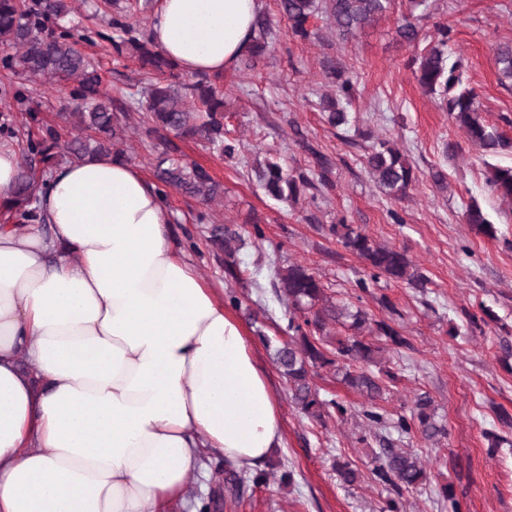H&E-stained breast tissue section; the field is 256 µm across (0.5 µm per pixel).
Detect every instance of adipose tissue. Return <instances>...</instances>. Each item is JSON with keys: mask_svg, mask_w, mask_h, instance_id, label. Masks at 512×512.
Here are the masks:
<instances>
[{"mask_svg": "<svg viewBox=\"0 0 512 512\" xmlns=\"http://www.w3.org/2000/svg\"><path fill=\"white\" fill-rule=\"evenodd\" d=\"M261 7L159 0L149 35L183 73H221ZM39 207L0 228V512H167L211 454L252 472L282 447L255 343L135 165L57 168Z\"/></svg>", "mask_w": 512, "mask_h": 512, "instance_id": "obj_1", "label": "adipose tissue"}]
</instances>
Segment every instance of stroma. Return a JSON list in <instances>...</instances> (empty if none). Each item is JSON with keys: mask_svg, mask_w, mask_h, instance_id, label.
I'll return each mask as SVG.
<instances>
[{"mask_svg": "<svg viewBox=\"0 0 512 512\" xmlns=\"http://www.w3.org/2000/svg\"><path fill=\"white\" fill-rule=\"evenodd\" d=\"M430 19L416 45L399 42L395 30L406 11L396 0L382 18L355 38H338L326 18L310 22L318 39L301 43L288 36V22L276 0H263V11L275 32L268 53L253 67L236 64L214 77L224 93L225 128L241 142L232 160L201 142L181 148L224 185V204L216 208L219 223L251 232L256 217L264 232L239 255L241 267L258 272L257 285L239 289L242 307L236 315L262 311L263 331L289 338L288 311L273 292L268 268L274 261L307 266L328 295L385 321L408 340L398 348L372 336L381 347L382 368L397 379L376 402L394 419L409 414L417 395L426 393L448 429L439 443L420 434L403 446L427 469V480L402 499L404 512H448L443 486H451L461 512H512V203L487 183L491 166L512 164V155L491 153L470 144L432 98L421 90L409 62L423 53L434 27L452 29L449 50L461 58L466 77L479 94L482 115L512 138V80L499 76L496 48L512 41V0H432ZM102 75L114 98L137 106L141 70L137 61H114L100 55ZM340 65L355 83L348 125L335 128L319 107L329 93L326 72ZM386 139L413 165L415 180L403 198L379 189L364 163L370 147ZM455 151L444 154V143ZM277 154L291 175L317 176V157L327 161L329 183L297 200L282 203L259 187L258 158ZM446 174L436 185L431 174ZM178 245L199 244L192 257L213 287H234L223 259L203 243L196 221L201 206L177 191L167 193ZM477 203L496 228L495 237L478 233L465 221ZM346 221L380 243L406 252L428 279L425 288L379 278L368 293L357 283L371 270L346 250L330 227ZM281 404L285 443L275 461L293 474L292 483L272 478L247 489L237 512H383L389 497L374 481L379 448L359 415L363 397L321 369L312 382L322 398L348 409L347 419L318 421L292 405L288 382L266 348L258 350ZM347 461L362 475L344 485L333 467Z\"/></svg>", "mask_w": 512, "mask_h": 512, "instance_id": "1", "label": "stroma"}]
</instances>
